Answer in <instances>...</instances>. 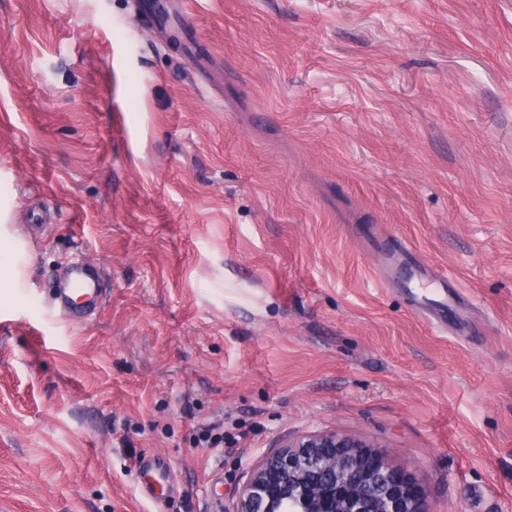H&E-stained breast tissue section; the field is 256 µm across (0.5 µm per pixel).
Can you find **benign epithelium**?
<instances>
[{
	"label": "benign epithelium",
	"mask_w": 512,
	"mask_h": 512,
	"mask_svg": "<svg viewBox=\"0 0 512 512\" xmlns=\"http://www.w3.org/2000/svg\"><path fill=\"white\" fill-rule=\"evenodd\" d=\"M234 512H425L413 484L335 431L284 438L250 468Z\"/></svg>",
	"instance_id": "benign-epithelium-1"
}]
</instances>
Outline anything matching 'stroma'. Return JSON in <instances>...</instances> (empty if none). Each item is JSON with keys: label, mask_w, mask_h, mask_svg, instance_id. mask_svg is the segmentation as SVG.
Segmentation results:
<instances>
[{"label": "stroma", "mask_w": 512, "mask_h": 512, "mask_svg": "<svg viewBox=\"0 0 512 512\" xmlns=\"http://www.w3.org/2000/svg\"><path fill=\"white\" fill-rule=\"evenodd\" d=\"M155 2L0 0V512H231L331 430L512 512V0ZM412 253L469 333L381 287ZM74 292L80 293L77 298H73ZM102 295L99 278L93 276L84 263L70 262L66 265L61 278L57 280L54 301L60 308H69L72 303H82L87 308H94Z\"/></svg>", "instance_id": "1"}]
</instances>
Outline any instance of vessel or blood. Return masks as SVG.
I'll return each mask as SVG.
<instances>
[{"instance_id":"vessel-or-blood-1","label":"vessel or blood","mask_w":512,"mask_h":512,"mask_svg":"<svg viewBox=\"0 0 512 512\" xmlns=\"http://www.w3.org/2000/svg\"><path fill=\"white\" fill-rule=\"evenodd\" d=\"M413 271L405 283V294L411 300L416 314L440 329L456 325L459 330L469 327L466 293L457 283L449 281L447 273L435 272L420 260H413ZM103 295L98 277L80 262L68 263L54 290L57 306L66 308L73 301L93 308Z\"/></svg>"}]
</instances>
